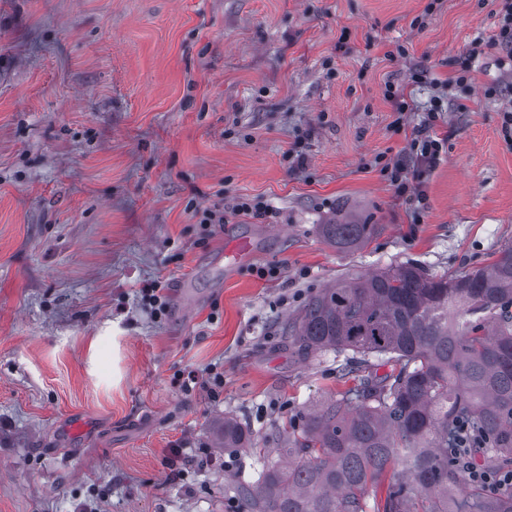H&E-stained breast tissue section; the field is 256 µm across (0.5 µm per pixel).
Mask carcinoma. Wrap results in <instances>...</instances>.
<instances>
[{"label": "carcinoma", "mask_w": 512, "mask_h": 512, "mask_svg": "<svg viewBox=\"0 0 512 512\" xmlns=\"http://www.w3.org/2000/svg\"><path fill=\"white\" fill-rule=\"evenodd\" d=\"M320 231L351 250L377 225L338 217ZM288 336L303 359L346 355L355 384L305 413L257 479L235 483L243 512H512V485L496 491L463 467L512 472V246L461 274L408 261L338 277ZM376 360L391 372L373 374ZM220 444L253 447L232 417Z\"/></svg>", "instance_id": "obj_1"}]
</instances>
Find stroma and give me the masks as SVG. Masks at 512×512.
Listing matches in <instances>:
<instances>
[{
  "instance_id": "1",
  "label": "stroma",
  "mask_w": 512,
  "mask_h": 512,
  "mask_svg": "<svg viewBox=\"0 0 512 512\" xmlns=\"http://www.w3.org/2000/svg\"><path fill=\"white\" fill-rule=\"evenodd\" d=\"M503 5L0 0V512H241L235 481L350 386L335 352L298 358L289 315L348 273L458 274L512 245ZM435 79L446 144L417 216L373 160L408 145L386 84L413 127ZM245 195L277 223L200 224ZM339 213L376 225L365 247L325 242ZM227 416L255 447H216ZM385 97L391 105V112L395 115V119L392 121L393 127L402 128L405 125L407 112L413 110V101L411 99L407 100L404 94L400 93L391 84L386 86Z\"/></svg>"
}]
</instances>
